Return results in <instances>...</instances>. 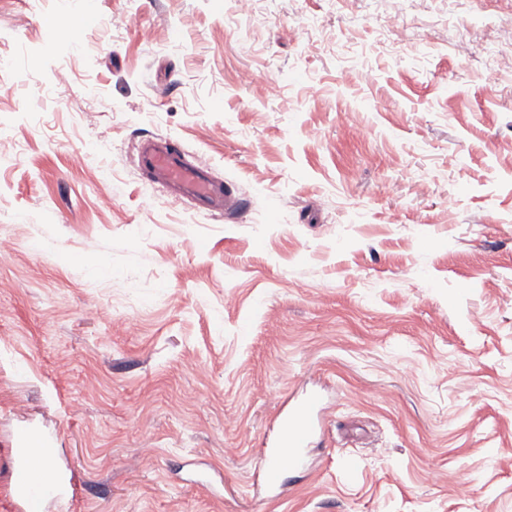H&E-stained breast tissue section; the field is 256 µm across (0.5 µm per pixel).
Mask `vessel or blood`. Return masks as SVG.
Masks as SVG:
<instances>
[{"label":"vessel or blood","instance_id":"obj_1","mask_svg":"<svg viewBox=\"0 0 512 512\" xmlns=\"http://www.w3.org/2000/svg\"><path fill=\"white\" fill-rule=\"evenodd\" d=\"M139 166L151 181L168 187L169 199H192L202 211L234 212L241 206L233 191L213 178L208 167L188 162L183 153L171 147L150 141L143 143ZM320 410L319 396H308L283 418L277 441L261 448L256 471L267 490L277 489L284 467L294 468L304 463ZM53 445V438L39 430L28 431L18 438L14 458L19 485L18 512H44L49 501L57 502L65 510L77 500V483L62 474L47 475L42 471V462Z\"/></svg>","mask_w":512,"mask_h":512}]
</instances>
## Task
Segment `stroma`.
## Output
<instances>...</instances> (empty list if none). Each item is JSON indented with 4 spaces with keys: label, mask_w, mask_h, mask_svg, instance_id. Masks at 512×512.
I'll return each instance as SVG.
<instances>
[{
    "label": "stroma",
    "mask_w": 512,
    "mask_h": 512,
    "mask_svg": "<svg viewBox=\"0 0 512 512\" xmlns=\"http://www.w3.org/2000/svg\"><path fill=\"white\" fill-rule=\"evenodd\" d=\"M509 28L512 0H0V512L31 427L70 512H512ZM147 138L241 209L169 208ZM308 393L306 466L253 491Z\"/></svg>",
    "instance_id": "35a3bbf8"
}]
</instances>
